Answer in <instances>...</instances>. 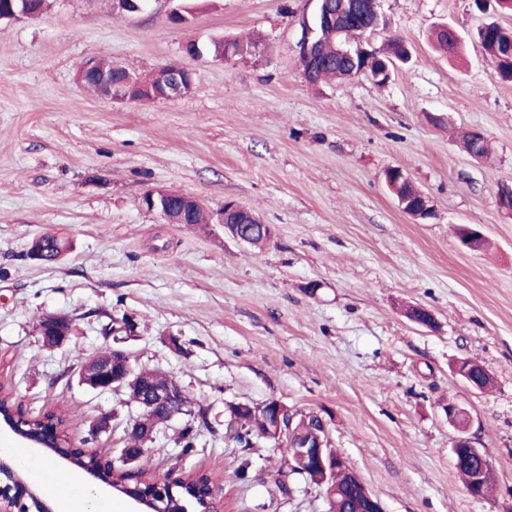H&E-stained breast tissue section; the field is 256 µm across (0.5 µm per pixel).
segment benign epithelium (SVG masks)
<instances>
[{"mask_svg": "<svg viewBox=\"0 0 512 512\" xmlns=\"http://www.w3.org/2000/svg\"><path fill=\"white\" fill-rule=\"evenodd\" d=\"M317 8L313 24L304 26L300 40L297 42L299 60L308 62L317 55L319 42L318 32L328 25L332 26L341 21L354 22L360 16L363 5L361 0H316ZM184 64L179 61L168 63L156 71L157 85L144 86L142 90L150 98L173 99L183 97L192 92L179 82V70ZM96 75L100 96L110 101H127L129 97L112 84V74L98 67V59L92 58L84 62L83 69L76 74L77 82L81 83L86 75ZM415 204L402 198H397L400 208L415 220L432 217L433 209L425 194L418 195ZM143 205L149 212H158L161 217L171 224L182 223L186 214L201 212L210 218V223L224 225V230L241 243H250V237L243 230L246 224H259L261 219L245 206L227 201L224 210L213 213L199 199L183 195L180 211H175L169 205L161 190L150 191L143 197ZM459 240L471 251H479L484 247V234L469 225L461 228ZM71 319L65 314H50L43 317L38 325V332L43 343L49 347H60L69 341ZM79 380L82 384L100 393L129 394L137 393L140 398V408L131 417L125 429V441H130V435L136 433L144 436L153 435L154 427L145 418L153 412L168 411L174 408H185V388L177 379L165 386H155L137 374L129 361L127 353L117 346L105 348L87 356L79 370ZM274 412L270 414L267 423L266 436L275 439H288L289 467L306 469L313 466L322 471H334L347 466L346 459L341 455H333L325 448L321 436L303 440L297 437L299 427L297 422L310 418H319L312 413H298L277 399L270 400ZM448 423L456 430L453 440L452 453L454 458L469 457L477 460H487L486 452L473 445L469 437L471 418L469 412L458 404L448 408ZM0 430L13 440L21 442L28 448L44 451L53 460L73 466L93 478L97 485L115 496L130 500L134 512H168V498L173 496L175 484L189 485L187 475L176 478L171 473L155 475L147 481V486L130 485L117 478L120 472L136 473L141 470L140 461L148 449H121L120 456L111 460L112 473L100 469H87L79 464V458L69 452L72 444L63 441L62 429L49 424L34 426L19 421L16 409L5 411L0 405ZM362 496L366 501L369 512H385L381 500L368 488L363 480H358ZM0 512H55L51 499L42 488L31 484L21 466L9 454L0 452Z\"/></svg>", "mask_w": 512, "mask_h": 512, "instance_id": "obj_1", "label": "benign epithelium"}]
</instances>
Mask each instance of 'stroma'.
Segmentation results:
<instances>
[{"instance_id": "35a3bbf8", "label": "stroma", "mask_w": 512, "mask_h": 512, "mask_svg": "<svg viewBox=\"0 0 512 512\" xmlns=\"http://www.w3.org/2000/svg\"><path fill=\"white\" fill-rule=\"evenodd\" d=\"M387 30L415 61L385 84L309 83L295 46L316 0H193L181 26L167 0L122 13L114 0H52L39 19H0V383L35 416L63 415L71 442L115 458L135 412L123 396L81 385L88 354L107 345L110 316L127 315L133 369L174 375L205 419L197 446L161 427L143 466L207 473L224 512H327L323 488L286 477L290 495L263 481L284 462L261 444L247 479L224 439V404L277 399L314 411L331 445L386 512H512V82L502 81L471 35L489 16L473 0H379ZM452 25L466 40L453 57L432 34ZM233 37L255 49L226 62L182 56L190 40ZM90 57L141 73L184 59L194 91L172 100L111 102L81 87ZM484 134L488 160L463 135ZM399 167L430 200L414 222L384 183ZM163 189L219 211L233 200L273 230L263 246L220 224H168L142 205ZM490 246L466 249L457 225ZM46 233L59 260L28 258ZM318 290H310V283ZM421 306L433 327L411 322ZM71 316L67 345L50 349L39 317ZM486 366L490 387L469 389L459 359ZM494 471L472 497L455 467L449 402ZM111 431L90 433L102 413ZM25 462L53 498L79 499L85 477L28 450Z\"/></svg>"}]
</instances>
